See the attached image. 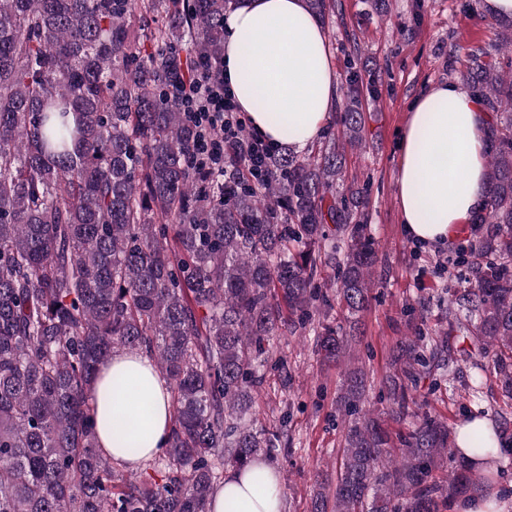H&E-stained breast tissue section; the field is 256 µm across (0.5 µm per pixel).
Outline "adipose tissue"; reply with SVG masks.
<instances>
[{"mask_svg": "<svg viewBox=\"0 0 512 512\" xmlns=\"http://www.w3.org/2000/svg\"><path fill=\"white\" fill-rule=\"evenodd\" d=\"M224 80L253 131L278 147L304 151L319 140L337 99L332 53L306 0H244L225 19ZM489 115L462 83L417 95L399 142L397 197L405 234L422 245L453 242L486 202ZM172 404L144 355H113L94 383L98 446L134 469L164 447ZM139 442L128 455L117 436ZM210 512H282L280 477L252 462L225 472Z\"/></svg>", "mask_w": 512, "mask_h": 512, "instance_id": "ef3b65f1", "label": "adipose tissue"}]
</instances>
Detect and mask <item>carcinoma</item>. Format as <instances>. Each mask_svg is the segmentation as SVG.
Instances as JSON below:
<instances>
[{
  "mask_svg": "<svg viewBox=\"0 0 512 512\" xmlns=\"http://www.w3.org/2000/svg\"><path fill=\"white\" fill-rule=\"evenodd\" d=\"M239 0H0V512H210L224 468L286 447L251 416L270 338L313 326L316 352L343 364L348 423L332 495L312 512H439L489 486L502 449L473 425L466 448L423 413L407 432L366 406L353 362L358 317L380 261L367 197L346 181L347 148L366 147L363 77L349 63L324 141L248 169V134L205 175L203 132L180 100L189 67L224 54ZM506 56L461 73L489 113L478 256L448 304V331L392 351L389 417L436 377L450 340L491 356L512 396V20ZM332 275L325 278V270ZM349 328L330 320L333 304ZM118 352L155 363L172 402L166 447L137 470L102 455L92 417L99 366ZM460 468L436 480L444 459Z\"/></svg>",
  "mask_w": 512,
  "mask_h": 512,
  "instance_id": "carcinoma-1",
  "label": "carcinoma"
}]
</instances>
